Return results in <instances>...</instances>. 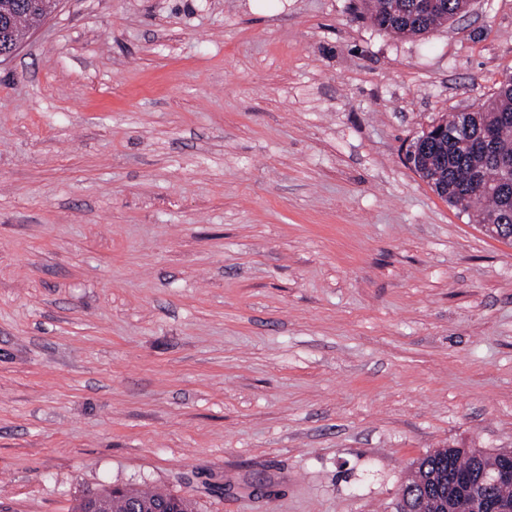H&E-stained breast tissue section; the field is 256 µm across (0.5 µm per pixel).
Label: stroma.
Here are the masks:
<instances>
[{
	"label": "stroma",
	"instance_id": "1",
	"mask_svg": "<svg viewBox=\"0 0 512 512\" xmlns=\"http://www.w3.org/2000/svg\"><path fill=\"white\" fill-rule=\"evenodd\" d=\"M359 8L60 0L0 59V512H393L512 448V242L404 159L512 73V0ZM362 0V14L380 31L387 34L409 37L427 34L439 26L447 24L453 17L458 0H442L440 9L425 15H414L413 0ZM439 6L434 0H420L413 4L416 11L423 12ZM478 448H458L455 444H448L446 456L451 461L455 472L448 477V471L445 474L441 486L438 488V494L444 504L448 502L463 499L464 492L472 482L470 473H459L456 471H477L482 464L490 465L496 458V454H485L483 459L477 456ZM450 500V501H448ZM97 490L109 499V512H152L156 504L166 503L170 512H195L194 502L187 497L157 490H137L130 487L103 486Z\"/></svg>",
	"mask_w": 512,
	"mask_h": 512
}]
</instances>
